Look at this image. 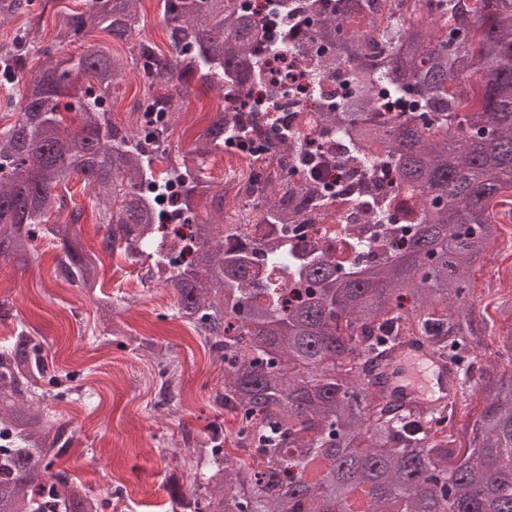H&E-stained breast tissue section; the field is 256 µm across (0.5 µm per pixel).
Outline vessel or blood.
Masks as SVG:
<instances>
[{"label":"vessel or blood","mask_w":512,"mask_h":512,"mask_svg":"<svg viewBox=\"0 0 512 512\" xmlns=\"http://www.w3.org/2000/svg\"><path fill=\"white\" fill-rule=\"evenodd\" d=\"M394 373L386 393L433 409L449 403L460 391L458 372L416 337L403 338L392 351Z\"/></svg>","instance_id":"obj_1"}]
</instances>
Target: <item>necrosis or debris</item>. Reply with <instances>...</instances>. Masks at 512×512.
I'll return each mask as SVG.
<instances>
[{
  "mask_svg": "<svg viewBox=\"0 0 512 512\" xmlns=\"http://www.w3.org/2000/svg\"><path fill=\"white\" fill-rule=\"evenodd\" d=\"M301 33V28L285 23L281 17H268L257 51L270 62L248 87L251 113L240 112L235 99L224 101L225 110L232 112L234 121L242 126L246 142L225 146L224 156L251 170H287L293 186L306 189L314 198L324 196V203L314 202L304 208L297 197H290L288 208L298 217L276 225L275 236H287L289 243L304 246L311 253L338 251L352 240L366 241L371 245L372 258H382V245L387 239L415 231L405 218L408 194L385 176L380 179L382 196L390 198V208L380 209L379 198L359 192L362 167L349 148L346 134L322 120V112L330 104L355 107V88L345 66H337L335 77L327 76L323 58L328 46L302 41ZM283 41L290 48L288 59L294 63L298 77L280 87L273 98L269 89L280 80L279 65L273 57ZM284 129L294 142L293 150L288 152L274 142Z\"/></svg>",
  "mask_w": 512,
  "mask_h": 512,
  "instance_id": "1",
  "label": "necrosis or debris"
}]
</instances>
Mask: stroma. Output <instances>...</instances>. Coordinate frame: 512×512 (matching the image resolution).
Masks as SVG:
<instances>
[{
    "label": "stroma",
    "instance_id": "obj_1",
    "mask_svg": "<svg viewBox=\"0 0 512 512\" xmlns=\"http://www.w3.org/2000/svg\"><path fill=\"white\" fill-rule=\"evenodd\" d=\"M218 102L217 90L197 81L190 92L174 95L179 122L171 131L170 152L190 148ZM60 189L83 212L82 242L98 262L95 286L86 291L64 283L56 271L62 254L57 240L38 235L37 265L23 268L0 261V299L8 300L16 313L0 320V348L8 345L17 321H24L32 336L46 339L58 373L70 374L69 396L51 406L76 430L61 465L103 500L102 512H169V478L188 457L181 445L183 432L201 436L215 423L228 432L238 426L214 403L224 389L223 366L212 360L190 325L174 318L171 289L142 286L138 266L123 255L101 253L98 211L82 178L72 177ZM473 286L480 311L492 324L485 341V353L491 356L497 335L512 329V314L497 309L512 299L511 221L503 222ZM100 293L120 298L122 335H108L101 326L95 305ZM156 348L168 351L176 369L173 385L180 403L171 410L159 403L162 366L152 354ZM115 474L130 493L119 503L108 496V480Z\"/></svg>",
    "mask_w": 512,
    "mask_h": 512
}]
</instances>
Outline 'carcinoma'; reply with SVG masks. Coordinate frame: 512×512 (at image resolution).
<instances>
[{
    "mask_svg": "<svg viewBox=\"0 0 512 512\" xmlns=\"http://www.w3.org/2000/svg\"><path fill=\"white\" fill-rule=\"evenodd\" d=\"M33 0H0V22L33 15ZM142 0H84L56 13L64 38L103 32L131 45V56L97 48L78 57L46 54L27 82L17 119L0 129V259L35 261L36 230L50 213L69 212L46 227L59 240L57 270L86 288L97 278L83 256L76 225L57 186L73 175L92 187L100 205L104 252L141 266L176 295L173 316L202 336L224 363L217 406L240 419L231 434L216 426L184 436L207 460L196 488L168 487L172 512H512V330L498 337L509 373L483 364L488 321L475 314L472 273L499 238L496 208L512 193V0H391L382 24L337 0L313 10L309 33L328 43L349 67L358 111L323 112L347 130L371 176L393 165L415 200L416 235L387 245L389 257L354 267L364 241L334 254L308 255L288 240L258 231L288 223V172L263 177L266 191L225 218L224 189L205 163L236 128L224 104L213 111L180 166L164 171L177 119L169 86L198 77L220 94H244L258 71L250 28L256 21L235 0H161L170 49L139 36ZM42 15L0 42V74L13 85L38 48ZM136 69L146 88L135 127L100 110ZM91 76L97 89L79 102L71 128L58 99ZM411 100L391 112L389 98ZM176 182L181 191H167ZM186 215L188 232L161 224L160 199ZM210 201L206 215L196 201ZM118 303L96 297L100 321L115 322ZM405 336L423 338L462 366L460 396L426 411L388 396L381 365ZM49 352L25 323L0 350V512H100L101 502L58 464L75 430L47 411L63 391ZM484 395L472 418L467 386ZM461 413L462 424L455 422ZM246 456L235 461L229 450Z\"/></svg>",
    "mask_w": 512,
    "mask_h": 512,
    "instance_id": "obj_1",
    "label": "carcinoma"
}]
</instances>
